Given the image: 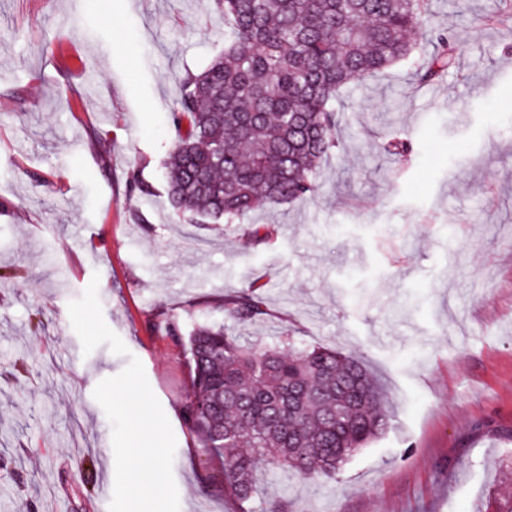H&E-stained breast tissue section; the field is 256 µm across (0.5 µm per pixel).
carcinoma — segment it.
<instances>
[{
	"label": "carcinoma",
	"instance_id": "carcinoma-1",
	"mask_svg": "<svg viewBox=\"0 0 512 512\" xmlns=\"http://www.w3.org/2000/svg\"><path fill=\"white\" fill-rule=\"evenodd\" d=\"M224 21V51L178 80L166 162L175 217L233 224L266 205L312 198L322 160L336 147L333 102L354 80L383 72L427 29V0H207ZM434 51L417 76L431 82L454 64L448 32H430ZM231 324L201 322L188 336L193 377L185 422L204 447L224 455V496L250 506L259 461L332 478L390 427L389 402L353 355L245 343L235 324L264 314L254 289L227 298ZM486 512H512V495L492 493Z\"/></svg>",
	"mask_w": 512,
	"mask_h": 512
}]
</instances>
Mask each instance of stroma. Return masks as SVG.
Returning a JSON list of instances; mask_svg holds the SVG:
<instances>
[{
	"label": "stroma",
	"mask_w": 512,
	"mask_h": 512,
	"mask_svg": "<svg viewBox=\"0 0 512 512\" xmlns=\"http://www.w3.org/2000/svg\"><path fill=\"white\" fill-rule=\"evenodd\" d=\"M431 8L463 47L445 77L417 81L431 46L416 35L337 97L341 144L313 199L200 226L173 217L165 161L179 77L224 48L206 0H0V512H109L112 427L93 391L133 356L173 428L180 512H239L183 423L187 359L155 328L224 321L225 294L250 284L266 313L243 340L356 355L392 415L336 477L260 463L257 500L484 512L512 487V0ZM393 137L410 151L384 154ZM94 278L128 355L84 353L72 328Z\"/></svg>",
	"instance_id": "obj_1"
}]
</instances>
